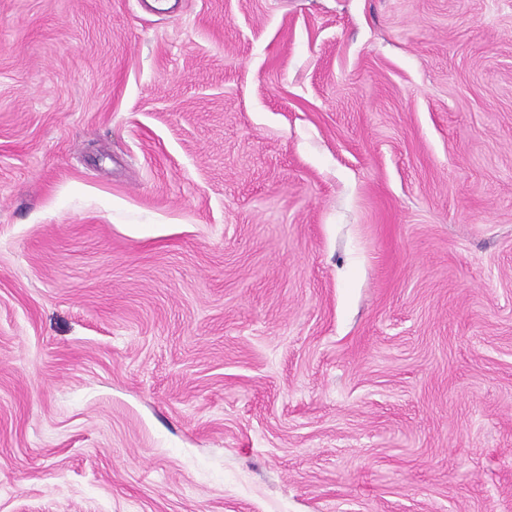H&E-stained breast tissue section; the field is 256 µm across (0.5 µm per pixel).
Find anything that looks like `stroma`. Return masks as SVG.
I'll list each match as a JSON object with an SVG mask.
<instances>
[{
    "label": "stroma",
    "mask_w": 512,
    "mask_h": 512,
    "mask_svg": "<svg viewBox=\"0 0 512 512\" xmlns=\"http://www.w3.org/2000/svg\"><path fill=\"white\" fill-rule=\"evenodd\" d=\"M0 512H512V0H0Z\"/></svg>",
    "instance_id": "1"
}]
</instances>
